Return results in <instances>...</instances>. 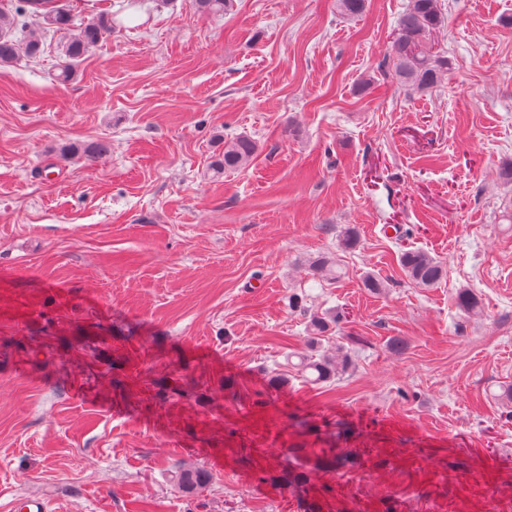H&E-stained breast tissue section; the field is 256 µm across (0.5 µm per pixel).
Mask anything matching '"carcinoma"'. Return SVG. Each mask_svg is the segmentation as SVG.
Wrapping results in <instances>:
<instances>
[{
    "mask_svg": "<svg viewBox=\"0 0 512 512\" xmlns=\"http://www.w3.org/2000/svg\"><path fill=\"white\" fill-rule=\"evenodd\" d=\"M228 0H190L197 12L208 15L222 14ZM337 11L345 17H357L365 9V0H336ZM38 18L50 28L66 29L72 18L66 9L56 5L55 0H15L12 13L0 11V67L10 66L21 57H33L40 53L42 40L34 35L22 41L17 34L24 32L27 20ZM445 24L442 0H409L400 16L395 37L391 41L389 61L391 71L388 76L417 92L433 89L448 71V57L434 49L431 35ZM112 21L104 16H92L75 33L71 34L62 46V63L58 80L70 81L76 68L89 49L103 38L112 35ZM109 150V144L98 141L82 150L81 158L87 165ZM257 151L256 142L248 137H237L224 146V152L213 162V169L222 173L245 167ZM498 178L507 188L501 202L502 220L512 223V161L502 164ZM399 264L412 281L424 287L439 283L444 276L442 263L420 250H407L400 254ZM314 274L335 280L340 277L336 263L328 257L313 261ZM459 305L468 313L482 311L479 299L469 289L458 294ZM302 370L311 371L314 381H324L335 372V365L322 358L302 361ZM207 473L202 469L182 470L177 482L183 492L193 494L206 483Z\"/></svg>",
    "mask_w": 512,
    "mask_h": 512,
    "instance_id": "carcinoma-1",
    "label": "carcinoma"
}]
</instances>
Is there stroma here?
I'll use <instances>...</instances> for the list:
<instances>
[{"instance_id":"35a3bbf8","label":"stroma","mask_w":512,"mask_h":512,"mask_svg":"<svg viewBox=\"0 0 512 512\" xmlns=\"http://www.w3.org/2000/svg\"><path fill=\"white\" fill-rule=\"evenodd\" d=\"M407 3L139 0L68 84L66 30L0 67V512H512V0H443L424 95L386 75ZM257 151L256 142L248 137H237L224 146V152L213 162L217 173L245 167ZM498 178L501 183L507 188L501 202V218L503 221L512 223V161L502 164L498 172ZM398 261L406 276L420 286H434L444 276L442 263L420 250L404 251ZM13 512H50L48 500L36 494L17 496L11 506Z\"/></svg>"}]
</instances>
